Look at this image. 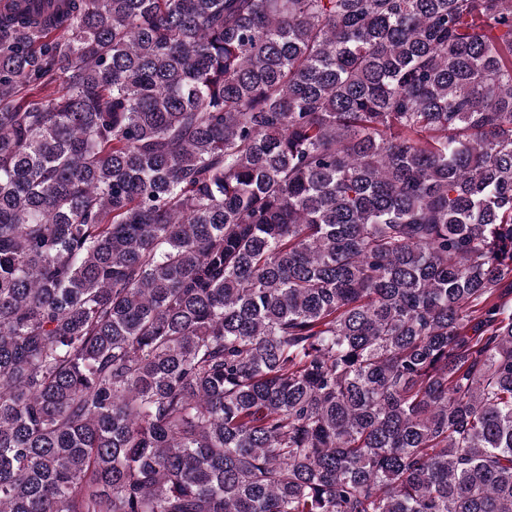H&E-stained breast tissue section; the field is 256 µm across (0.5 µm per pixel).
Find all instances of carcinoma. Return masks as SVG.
Here are the masks:
<instances>
[{
	"label": "carcinoma",
	"mask_w": 512,
	"mask_h": 512,
	"mask_svg": "<svg viewBox=\"0 0 512 512\" xmlns=\"http://www.w3.org/2000/svg\"><path fill=\"white\" fill-rule=\"evenodd\" d=\"M512 0H0V512H512Z\"/></svg>",
	"instance_id": "carcinoma-1"
}]
</instances>
